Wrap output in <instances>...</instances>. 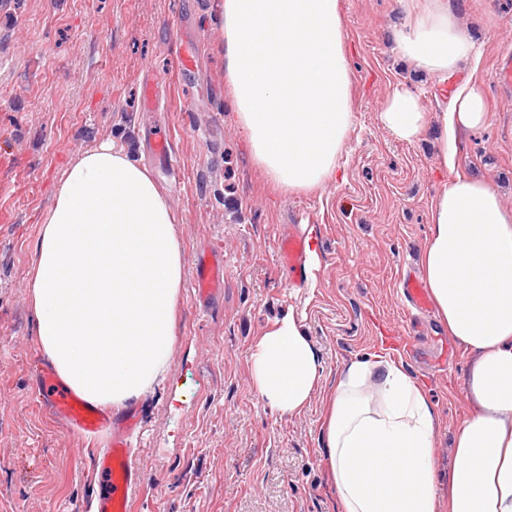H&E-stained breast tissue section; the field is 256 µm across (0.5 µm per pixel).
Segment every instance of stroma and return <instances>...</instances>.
Returning <instances> with one entry per match:
<instances>
[{"label": "stroma", "mask_w": 512, "mask_h": 512, "mask_svg": "<svg viewBox=\"0 0 512 512\" xmlns=\"http://www.w3.org/2000/svg\"><path fill=\"white\" fill-rule=\"evenodd\" d=\"M420 2L340 0L353 119L339 174L287 191L268 183L228 109L219 0H0V512H88L96 486L86 442L31 394L39 345L28 281L59 179L106 140L155 179L186 263L203 249L224 255L222 296L203 306L182 289L165 378L144 396L134 512H335L321 423L338 372L356 358L400 363L425 391L439 421L434 475L447 492L470 357L437 312H411L397 283L421 271L432 202L455 174L491 181L512 211V89L496 81L499 58L512 54V0H448L480 53L443 84L390 37ZM183 52L191 59L181 67ZM465 81L490 116L458 134L451 171L440 163V114ZM397 89L429 114L411 142L380 119ZM163 132L183 168L176 185L152 150ZM291 230L313 232L319 253L298 288L276 260L277 239ZM288 311L321 367L319 387L292 416L251 381L254 344Z\"/></svg>", "instance_id": "1"}]
</instances>
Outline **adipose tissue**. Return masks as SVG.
Returning a JSON list of instances; mask_svg holds the SVG:
<instances>
[{
	"label": "adipose tissue",
	"mask_w": 512,
	"mask_h": 512,
	"mask_svg": "<svg viewBox=\"0 0 512 512\" xmlns=\"http://www.w3.org/2000/svg\"><path fill=\"white\" fill-rule=\"evenodd\" d=\"M229 109L252 157L286 190L324 184L352 121L340 0H222ZM393 40L400 55L444 82L475 44L446 0ZM486 119L462 87L441 115L442 163L455 165L458 128ZM381 120L409 141L428 126L416 96L395 91ZM424 253L427 286L448 334L476 354V406L455 436L448 500L434 477L438 417L403 366L356 359L329 396L321 440L338 512H512V212L487 180L457 176L436 197ZM29 276L39 345L86 400L121 408L166 368L185 255L166 197L146 169L104 141L79 155L43 217ZM257 394L293 415L321 367L293 315L254 344Z\"/></svg>",
	"instance_id": "ef3b65f1"
}]
</instances>
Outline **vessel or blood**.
Here are the masks:
<instances>
[{
  "label": "vessel or blood",
  "mask_w": 512,
  "mask_h": 512,
  "mask_svg": "<svg viewBox=\"0 0 512 512\" xmlns=\"http://www.w3.org/2000/svg\"><path fill=\"white\" fill-rule=\"evenodd\" d=\"M307 244L303 236L290 233L279 238L276 259L288 274V283L298 287L307 278ZM224 257L210 250L197 254L191 280L196 302L208 303L223 292ZM404 299L417 310H428V290L422 278L410 273L400 280ZM40 410L82 440L98 443L94 455L98 492L95 512H131L132 495L142 484L130 437L139 425L137 408L114 414L85 400L59 378L51 365H41L31 386Z\"/></svg>",
  "instance_id": "b4317fda"
}]
</instances>
